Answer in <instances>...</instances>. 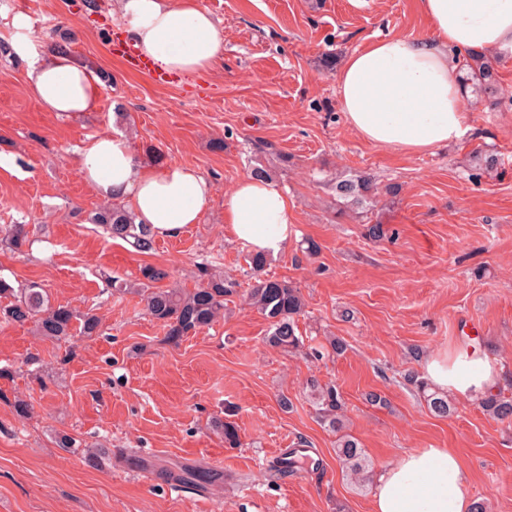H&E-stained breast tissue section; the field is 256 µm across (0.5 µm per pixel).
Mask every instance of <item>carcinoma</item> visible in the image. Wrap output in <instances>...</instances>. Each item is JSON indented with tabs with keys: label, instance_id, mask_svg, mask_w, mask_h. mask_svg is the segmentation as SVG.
<instances>
[{
	"label": "carcinoma",
	"instance_id": "obj_1",
	"mask_svg": "<svg viewBox=\"0 0 512 512\" xmlns=\"http://www.w3.org/2000/svg\"><path fill=\"white\" fill-rule=\"evenodd\" d=\"M374 191L372 180L359 177L356 180H342L336 184L339 197L356 203ZM93 223L102 227L114 239H121L140 253L154 249V235L145 224L135 223L131 210L116 203L97 208ZM29 232L24 224H14L0 239V245L21 251L32 245ZM268 259L260 254L249 255L250 269L255 274V283L248 293L249 305L270 324L265 343L288 354H303L318 360L325 356L341 355L346 350L345 342L335 336L327 338L324 350L305 351V341L298 331L297 317L304 312L305 302L299 288L287 280L260 277ZM201 284L186 291L182 288H159L153 283L169 277V273L154 266L142 269V281L137 287L126 282L111 280L112 288L119 293H134L145 301L146 311L166 329L164 342L177 346L184 337L211 326L224 315L225 297L232 295L237 282L224 276V272L209 262L198 266ZM0 298L8 303L0 307V319L7 323L32 325L34 335L51 342L68 340L75 336H95L100 331V318L90 312H81L69 305L54 304L49 292L42 285L32 282L14 287L0 278ZM406 380L415 385L430 412L446 417L454 411L448 394L437 391L413 375ZM312 399L318 418L324 426L336 434V457L355 483L368 479L363 448L351 435L344 432L345 402L334 385H310ZM482 408L493 418L512 422V398L490 393L482 401ZM217 428L224 435L229 447L239 444L236 424L229 420L217 422ZM181 479L189 483L206 486L217 482L218 477L211 471H185Z\"/></svg>",
	"mask_w": 512,
	"mask_h": 512
}]
</instances>
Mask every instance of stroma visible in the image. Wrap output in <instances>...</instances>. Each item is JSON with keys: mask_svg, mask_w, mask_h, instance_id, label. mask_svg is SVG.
Returning <instances> with one entry per match:
<instances>
[{"mask_svg": "<svg viewBox=\"0 0 512 512\" xmlns=\"http://www.w3.org/2000/svg\"><path fill=\"white\" fill-rule=\"evenodd\" d=\"M97 2L11 7L46 20V50L65 45L95 71V111L43 110L24 61L0 51V228L26 225L33 241L22 253L0 247V276L42 284L53 301L102 322L99 335L60 343L0 322V367L13 370L0 379V512H371V485L347 479L336 436L317 418L314 382L342 394L347 431L372 472L404 451L454 448L474 499L487 512H512V423L465 398L453 416H434L402 379L422 374L425 356L470 343L499 363L497 391L512 396V58L484 54L499 94L479 96L461 141L404 154L349 129L322 59L344 60L373 35H427L418 0H200L224 27V58L167 86L113 56L115 0ZM117 128L142 167L192 165L214 190L198 223L156 237L147 254L90 221L101 199L80 172V152ZM217 139L223 150L212 149ZM257 164L297 207L298 236L265 275L300 289L306 346L336 336L347 345L341 355L290 356L263 342L270 325L246 303L249 250L224 222L225 191ZM358 176L372 177L378 194L359 205L338 198L337 181ZM376 223L383 239L368 236ZM309 239L320 247L311 258ZM203 257L239 287L224 318L176 346L164 343L140 296L105 288V277L135 283L151 265L168 271L164 286L191 290ZM371 393L382 403L368 402ZM17 400L28 403V417L16 415ZM226 415L240 447L213 428ZM63 434L75 447L57 446ZM301 441L321 468L272 479L274 450ZM94 444L115 463L87 466ZM139 459L224 480L167 485L144 478Z\"/></svg>", "mask_w": 512, "mask_h": 512, "instance_id": "obj_1", "label": "stroma"}]
</instances>
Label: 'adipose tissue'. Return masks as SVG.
Returning <instances> with one entry per match:
<instances>
[{
    "label": "adipose tissue",
    "mask_w": 512,
    "mask_h": 512,
    "mask_svg": "<svg viewBox=\"0 0 512 512\" xmlns=\"http://www.w3.org/2000/svg\"><path fill=\"white\" fill-rule=\"evenodd\" d=\"M419 3L429 36L375 37L336 73L349 128L370 145L406 154L467 135L463 60L485 52L512 57V0ZM117 10L135 47L157 69L195 75L224 58V27L200 0H118ZM14 28V51L45 110L68 116L98 106L100 83L93 70L68 54L46 53L31 35L28 16L17 15ZM80 169L100 198L131 201L136 223L156 235L174 236L198 223L212 200V186L198 168H142L120 131L90 141ZM224 218L238 242L270 259L297 235L296 206L270 178H240L224 195ZM423 370L433 388L468 399L495 391L500 381L498 364L475 350L429 355ZM473 506L469 477L452 448L401 453L372 489V512H472Z\"/></svg>",
    "instance_id": "ef3b65f1"
}]
</instances>
